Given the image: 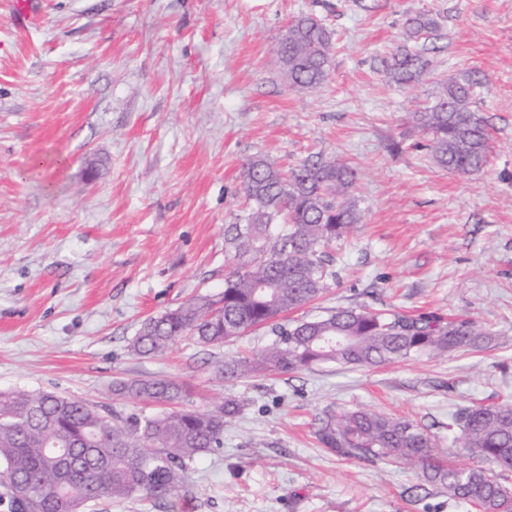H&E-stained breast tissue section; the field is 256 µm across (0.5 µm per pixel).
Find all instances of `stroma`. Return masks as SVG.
Wrapping results in <instances>:
<instances>
[{
	"instance_id": "obj_1",
	"label": "stroma",
	"mask_w": 512,
	"mask_h": 512,
	"mask_svg": "<svg viewBox=\"0 0 512 512\" xmlns=\"http://www.w3.org/2000/svg\"><path fill=\"white\" fill-rule=\"evenodd\" d=\"M16 28L0 4V391H53L119 411L118 379L165 378L188 408L242 402L221 447L190 465L176 512H474L415 494L404 465L322 447L325 412L367 407L413 421L449 461L472 457L448 421L512 401V0H36ZM443 49L412 89L379 72L409 17ZM336 39L319 90L291 88L277 45L292 18ZM482 79L481 171L439 167L410 121L436 77ZM323 155L357 172L359 230L310 318L370 302L477 319L488 348L349 369L225 381L219 363L262 349L261 328L139 356L141 322L224 291V227L245 217L242 169ZM40 168H32L33 157Z\"/></svg>"
}]
</instances>
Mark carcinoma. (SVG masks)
Instances as JSON below:
<instances>
[{"mask_svg": "<svg viewBox=\"0 0 512 512\" xmlns=\"http://www.w3.org/2000/svg\"><path fill=\"white\" fill-rule=\"evenodd\" d=\"M408 39L381 60L386 79L411 89L429 73L428 44L441 39L427 14L407 19ZM332 32L310 15L293 19L278 46L291 85L317 90L332 59ZM440 92L413 113L428 136L432 158L461 174L483 169L490 145L474 108V82L465 75L439 81ZM355 171L319 158L284 169L259 157L243 166L247 222L224 225L227 269L219 300L194 298L142 321L130 342L139 355L167 350L178 338L221 345L245 330L267 326L272 338L256 353L218 366L226 380L287 374L320 364L379 366L434 353L478 348L487 335L468 318L409 316L367 304L336 307L311 318L280 322L283 314L316 300L336 278L330 246L355 233L362 211L352 195ZM113 394L154 403L151 414L116 412L53 392H0V506L7 512H82L101 499L141 498L173 508L187 488L193 460L222 445L224 427L240 411L227 398L199 412L179 407L184 386L164 378L123 379ZM461 432L476 457L457 466L436 452L435 440L414 422L367 409L319 418L315 436L336 454L357 461L404 463L423 485L470 505L475 512H512V403H474L459 409L448 430ZM68 441L70 458H51L50 441Z\"/></svg>", "mask_w": 512, "mask_h": 512, "instance_id": "obj_1", "label": "carcinoma"}]
</instances>
